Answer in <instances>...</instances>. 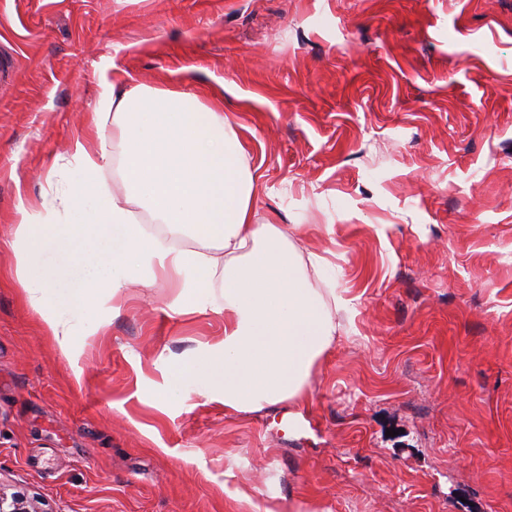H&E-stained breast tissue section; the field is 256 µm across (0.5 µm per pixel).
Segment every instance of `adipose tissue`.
<instances>
[{"label":"adipose tissue","instance_id":"1","mask_svg":"<svg viewBox=\"0 0 512 512\" xmlns=\"http://www.w3.org/2000/svg\"><path fill=\"white\" fill-rule=\"evenodd\" d=\"M98 69V105L72 162L83 173L58 202L20 208L12 247L31 306L62 349L84 335L83 314L109 307L131 284L175 276L174 313L220 312L224 337L201 347L179 376L147 391L164 407L194 388L225 410L259 411L288 404L305 407L315 363L335 344L339 315L349 300L313 287L287 232L253 221L257 175L221 102L225 81L214 86L124 87ZM119 147L131 207L119 205L101 178L105 135ZM146 212L159 231L137 217ZM191 236L195 250L173 237ZM63 262L45 270L43 251ZM80 256L85 277L71 307L53 303L54 280ZM223 304H216V296Z\"/></svg>","mask_w":512,"mask_h":512}]
</instances>
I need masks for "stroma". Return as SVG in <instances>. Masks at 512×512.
<instances>
[{
	"label": "stroma",
	"mask_w": 512,
	"mask_h": 512,
	"mask_svg": "<svg viewBox=\"0 0 512 512\" xmlns=\"http://www.w3.org/2000/svg\"><path fill=\"white\" fill-rule=\"evenodd\" d=\"M106 58L227 80L256 223L350 299L294 428L145 399L224 336L167 280L68 352L29 306L10 232L80 178ZM0 483L47 512H512V0H0Z\"/></svg>",
	"instance_id": "obj_1"
}]
</instances>
